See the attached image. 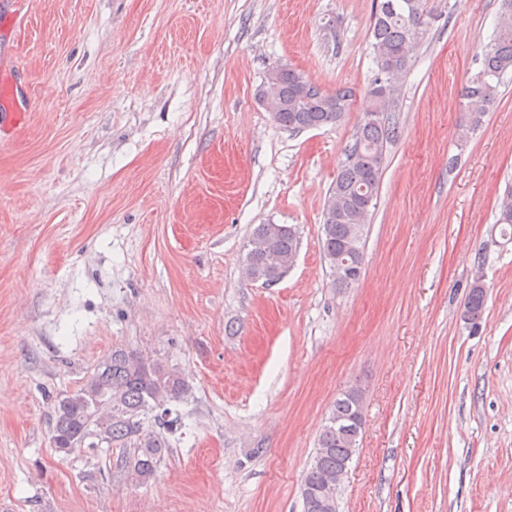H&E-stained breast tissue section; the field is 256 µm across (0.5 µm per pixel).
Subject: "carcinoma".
I'll return each instance as SVG.
<instances>
[{"label":"carcinoma","mask_w":512,"mask_h":512,"mask_svg":"<svg viewBox=\"0 0 512 512\" xmlns=\"http://www.w3.org/2000/svg\"><path fill=\"white\" fill-rule=\"evenodd\" d=\"M501 2L499 20L481 67L460 93L465 120L472 127L478 126L492 109L505 76L512 73V0ZM430 16L428 0H382L376 7L371 48L377 72L370 95L379 116L365 114L329 192L336 213L331 218L323 216L321 244L323 255L332 266L338 255L351 263L362 261L364 227L376 205L386 146L396 130L384 113L395 92V81L407 68L410 52L424 37ZM263 88L283 104L278 111L279 125L298 131L336 123L353 97L350 88L329 94L314 85L305 94L292 68L275 80L266 77ZM497 223L512 227V188L505 191L499 204ZM260 237L265 242L248 248L244 258L245 265L256 272L286 267L297 255L299 236L293 226L259 224L250 240ZM485 301L484 285L474 283L465 304L466 319L477 322ZM188 391L189 385L176 368L137 349L114 346L79 388L57 401L51 439L55 440V447L70 452L94 447L99 436L108 439L109 448L130 446L134 452L128 467L137 483L146 484L154 477L168 448L156 429H168L178 423L169 405L183 400ZM360 398L361 391L357 389L336 398L320 430L318 448L305 478L316 479L318 471H336L344 465L349 449L359 447L361 430L351 425L360 419L356 405Z\"/></svg>","instance_id":"carcinoma-1"}]
</instances>
